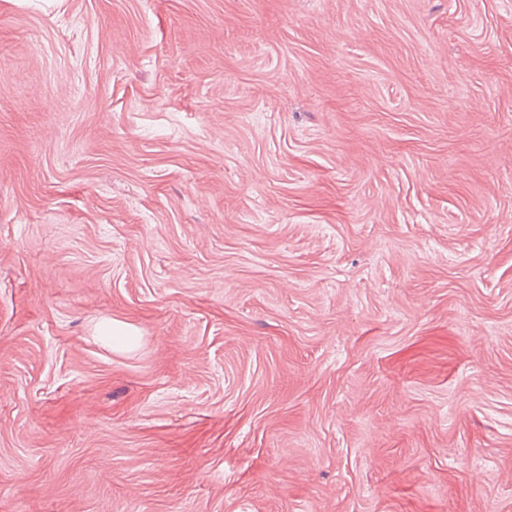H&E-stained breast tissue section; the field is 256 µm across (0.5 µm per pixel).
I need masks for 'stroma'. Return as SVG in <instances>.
<instances>
[{
  "label": "stroma",
  "mask_w": 512,
  "mask_h": 512,
  "mask_svg": "<svg viewBox=\"0 0 512 512\" xmlns=\"http://www.w3.org/2000/svg\"><path fill=\"white\" fill-rule=\"evenodd\" d=\"M0 512H512V0H0Z\"/></svg>",
  "instance_id": "stroma-1"
}]
</instances>
